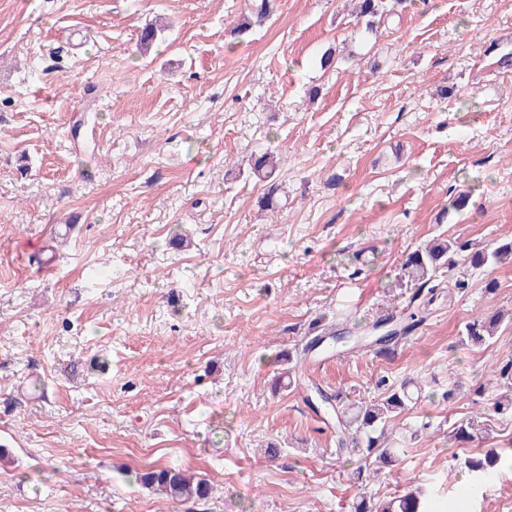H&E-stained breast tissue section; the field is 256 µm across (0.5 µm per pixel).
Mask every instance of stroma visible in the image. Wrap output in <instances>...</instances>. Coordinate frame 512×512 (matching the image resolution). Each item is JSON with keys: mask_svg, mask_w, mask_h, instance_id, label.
I'll use <instances>...</instances> for the list:
<instances>
[{"mask_svg": "<svg viewBox=\"0 0 512 512\" xmlns=\"http://www.w3.org/2000/svg\"><path fill=\"white\" fill-rule=\"evenodd\" d=\"M246 3L0 0V512H353L417 488L512 512V414L489 380L512 362V264H458L464 287L391 356L302 353L310 323L405 306L423 241L512 237V0H406L375 33L355 0H276L231 36ZM266 149L272 197L242 173ZM490 310L498 335L464 341ZM291 366L297 386L272 394ZM382 376L424 385L383 468L337 455L303 400L360 401ZM472 419L482 434L451 440ZM491 448V479L462 470ZM165 464L211 496L137 483Z\"/></svg>", "mask_w": 512, "mask_h": 512, "instance_id": "1", "label": "stroma"}]
</instances>
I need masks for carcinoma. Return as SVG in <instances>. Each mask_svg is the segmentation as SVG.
<instances>
[{
    "instance_id": "obj_1",
    "label": "carcinoma",
    "mask_w": 512,
    "mask_h": 512,
    "mask_svg": "<svg viewBox=\"0 0 512 512\" xmlns=\"http://www.w3.org/2000/svg\"><path fill=\"white\" fill-rule=\"evenodd\" d=\"M388 15L385 0H360V16L367 18L366 26L374 31L376 21ZM250 173L260 181L269 183V192L277 191L278 155L272 151L255 152L249 163ZM473 268L498 266L512 262V239L484 247H473L467 242L447 237H437L422 247L406 254L402 263L406 286L413 289L405 308L395 315H388L359 335L339 336L327 328L312 336L303 348L304 354L317 350L343 349L352 351L366 344L387 350L408 337L425 323L429 306L448 288L438 279L443 268L453 269L459 257ZM504 315L491 312L477 315L464 326V339L482 345L497 335ZM376 394L359 403L351 404L343 394L329 393L315 386L307 391L305 401L316 411H323L336 429L337 451L356 448L364 456H375L383 465L397 463L402 449L389 448L381 442L377 428L389 419L409 409L418 402L422 386L416 381L396 384L384 377L375 384ZM501 456L493 450L487 452L485 461L469 459L467 469L479 480L488 478L496 470ZM137 481L147 489L162 492L177 501L205 500L212 492L210 482L199 475L189 474L177 465H166L136 473ZM355 512H438L429 495L413 491L386 502L373 503L360 500Z\"/></svg>"
}]
</instances>
